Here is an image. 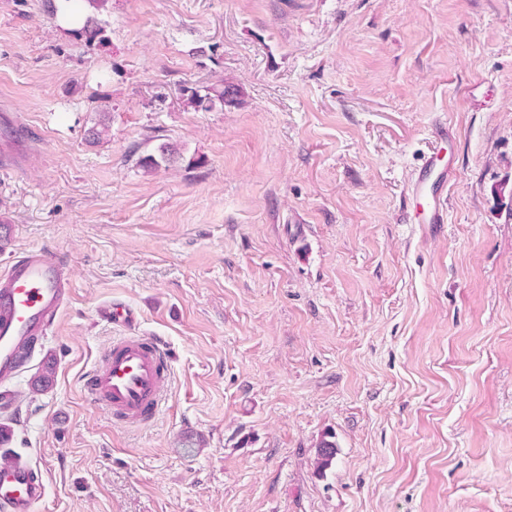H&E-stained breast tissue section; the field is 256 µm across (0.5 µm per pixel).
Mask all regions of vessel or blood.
<instances>
[{
  "label": "vessel or blood",
  "mask_w": 512,
  "mask_h": 512,
  "mask_svg": "<svg viewBox=\"0 0 512 512\" xmlns=\"http://www.w3.org/2000/svg\"><path fill=\"white\" fill-rule=\"evenodd\" d=\"M454 160L425 157L407 187L417 223L439 228L448 221V184ZM69 257L32 248L0 270V380L24 366L22 347L35 345L56 326L71 297ZM98 317L124 328L113 340L101 365L82 377L89 401L113 422L143 426L163 409L168 395L172 358L164 340L140 333L131 308L107 304ZM46 497L42 471L24 457L0 464V512H38Z\"/></svg>",
  "instance_id": "1"
}]
</instances>
